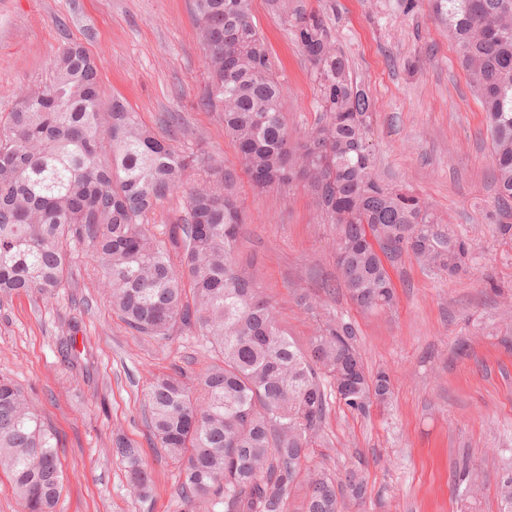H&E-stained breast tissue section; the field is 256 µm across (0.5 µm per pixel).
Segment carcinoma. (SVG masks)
Returning a JSON list of instances; mask_svg holds the SVG:
<instances>
[{
	"label": "carcinoma",
	"instance_id": "obj_1",
	"mask_svg": "<svg viewBox=\"0 0 512 512\" xmlns=\"http://www.w3.org/2000/svg\"><path fill=\"white\" fill-rule=\"evenodd\" d=\"M210 83L205 105L220 113L240 166L261 189L305 181L320 216L336 228L342 285L364 310L391 308L393 283L366 243L373 226L382 253L410 251L429 268L457 273L469 244L437 223L419 198L374 175L366 146L372 105L350 78L323 17L299 12L294 40L317 83L320 117L294 145L281 109L282 88L252 19L251 0H193ZM469 85L486 112L497 202L512 207V0H435ZM197 166L206 177L188 191V213L157 238L143 218L185 188ZM223 161L178 150L156 135L121 97L99 92L97 65L77 42L56 57L49 80L23 86L0 116V295H55L64 286L71 239L85 243L108 297L127 327L156 341L175 328L198 330L219 363L192 392L178 374L150 386L149 428L178 465L183 499L224 512H284L327 409L322 377L357 371L338 395L364 413L392 393L389 375L370 374L347 324L320 329L308 350L277 324L276 307L239 270L236 243L247 218ZM130 489L146 500L152 473L141 449L122 441ZM0 468L24 512H55L64 488L54 434L27 394L0 379ZM454 482L476 493L482 478L458 468ZM364 492L354 475L341 482L309 473L302 512H341ZM503 512H512V472L501 476Z\"/></svg>",
	"mask_w": 512,
	"mask_h": 512
}]
</instances>
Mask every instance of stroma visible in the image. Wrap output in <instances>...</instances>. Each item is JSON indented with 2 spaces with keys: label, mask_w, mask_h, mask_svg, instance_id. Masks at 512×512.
Instances as JSON below:
<instances>
[{
  "label": "stroma",
  "mask_w": 512,
  "mask_h": 512,
  "mask_svg": "<svg viewBox=\"0 0 512 512\" xmlns=\"http://www.w3.org/2000/svg\"><path fill=\"white\" fill-rule=\"evenodd\" d=\"M433 3L252 0L291 135L314 129L320 112L290 19L317 11L373 103L376 177L426 201L471 245L454 276L407 251L388 259L395 304L364 312L340 285L336 230L319 223L312 193L298 181L253 189L223 124L204 107L208 74L191 0H0V114L16 107L20 86L49 79L59 49L81 42L103 97H123L161 134L179 116L175 147L222 158L233 173L248 216L238 262L275 305L286 336L303 347L319 328L349 324L366 370L390 375V399L367 413L329 396L310 450L311 466L361 474L364 498L344 512H501L496 484L512 468V242L495 232L512 224V209L496 201L485 113ZM67 249L68 281L53 297H0V377L28 392L56 435L64 472L57 512H211L184 502L177 465L154 447L146 408L155 375L178 370L197 386L213 353L194 330L160 342L132 334L86 244ZM70 337L75 361L61 351ZM119 436L141 448L153 473L148 500L127 486L113 448ZM464 462L486 477L479 495L452 479Z\"/></svg>",
  "instance_id": "obj_1"
}]
</instances>
